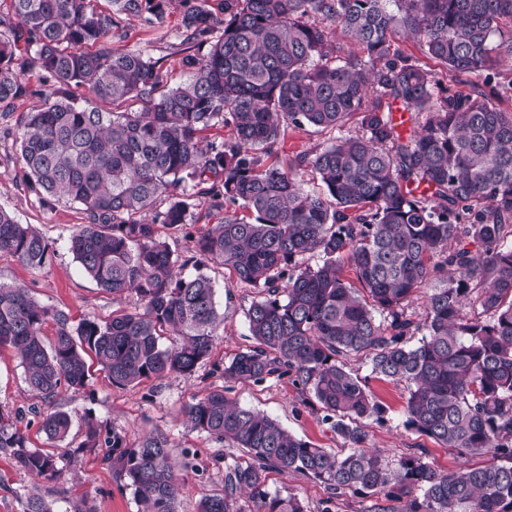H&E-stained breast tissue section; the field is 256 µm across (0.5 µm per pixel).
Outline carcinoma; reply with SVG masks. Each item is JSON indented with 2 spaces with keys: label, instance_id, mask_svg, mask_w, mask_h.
Listing matches in <instances>:
<instances>
[{
  "label": "carcinoma",
  "instance_id": "1",
  "mask_svg": "<svg viewBox=\"0 0 512 512\" xmlns=\"http://www.w3.org/2000/svg\"><path fill=\"white\" fill-rule=\"evenodd\" d=\"M9 2L0 103L27 93L22 53L46 74L43 103L16 137L29 189L82 207L87 223L69 238L74 259L101 290L133 291L141 303L75 326L26 288L0 283V348L14 350L28 392L47 405L34 411L46 439L70 435L71 414L54 401L88 385V353L114 386L195 374L224 323L209 262L258 294L246 314L254 344L221 376L288 378L346 447L299 439L215 387L185 414L240 455L224 459V490L198 512H242L243 494L254 512H306L295 495L269 491L273 470L319 480L336 498H373L364 512H392L393 501L401 512H512V111L483 92L452 91L395 47V36H410L452 78L488 83L494 66H512V37L492 45L512 24V0H222L219 14L209 0H179L181 45L195 53L174 87L146 51L111 47L128 20L164 23L173 0H109L108 11L96 0ZM337 26L361 54L336 42ZM395 103L422 116L418 128L398 129ZM353 116L358 129L345 135ZM217 126L233 137L204 142ZM290 126L335 136L283 165L271 156ZM307 173L319 188L305 187ZM203 199L224 221L199 232L187 257L159 227L195 223ZM50 249L0 207V253L40 267ZM429 283L418 313L413 296ZM167 333L180 342L163 346ZM352 357L404 383L405 427L496 462L443 473L423 448L397 459L366 448L362 421H381L386 409L367 378L347 370ZM21 418L0 411V451L18 469L57 481L78 454L103 448L139 512H179L177 468H189V451L176 464L163 432L130 446L122 430L87 418L84 440L60 465L30 445L14 423ZM24 512L56 510L33 494Z\"/></svg>",
  "mask_w": 512,
  "mask_h": 512
}]
</instances>
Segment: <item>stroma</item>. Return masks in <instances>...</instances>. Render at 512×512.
I'll return each mask as SVG.
<instances>
[{"instance_id":"35a3bbf8","label":"stroma","mask_w":512,"mask_h":512,"mask_svg":"<svg viewBox=\"0 0 512 512\" xmlns=\"http://www.w3.org/2000/svg\"><path fill=\"white\" fill-rule=\"evenodd\" d=\"M181 9L171 5L163 26L154 27L139 19L127 21L122 36L113 38L117 48L143 49L159 59L172 83L185 80L182 53L176 49ZM44 83L42 71H27V93L11 105H0V207L11 211L23 224L37 227L52 243L46 262L30 267L12 255L0 254V282L25 286L44 306L68 313L72 323L86 318L105 320L118 310L137 307L135 294L114 296L101 291L86 277L69 250V237L84 221L78 205L64 202L44 204L25 184L22 163L14 132L22 116L40 103L39 89ZM330 138L329 133L309 127L288 128L282 138L277 157L285 161L300 155H312ZM214 281L216 300L224 311V323L215 332V342L205 365L189 377L171 376L162 380H145L127 387L113 386L104 372L93 370L88 386L79 392L60 390L56 401L72 414L69 438L49 443L38 431L37 423H28L26 433L33 447L54 456H62L76 448L83 438V420L93 417L101 423L122 429L128 443L134 444L153 430L167 434L174 453L196 449L195 471L181 490L180 512H194L204 496L224 487L222 458L228 449L223 442L206 433L191 429L184 414L193 397L206 393L209 387L225 386L226 395L240 405L265 411L276 418L298 438L322 448L342 447V440L322 420V413L310 395L300 392L288 379L269 380L262 384H225L220 375L225 363L252 343L246 313L256 296L255 290L239 284L222 266L208 269ZM351 367L366 377L370 390L385 406L384 423H366L367 446L400 456L422 448L428 460L442 472L456 469L461 459L452 450L441 447L403 425L407 391L402 384L371 377L365 361L352 362ZM39 400L25 390L24 372L10 348L0 349V408L30 409ZM270 491L293 493L308 512H362L367 500L360 495L333 498L320 481L303 476L269 472ZM54 500L60 512H71L83 505L86 512H138L132 490L118 489L112 473L101 462L100 454L80 455L76 467L64 482L35 478L18 470L9 455L0 452V512H23L29 494Z\"/></svg>"}]
</instances>
